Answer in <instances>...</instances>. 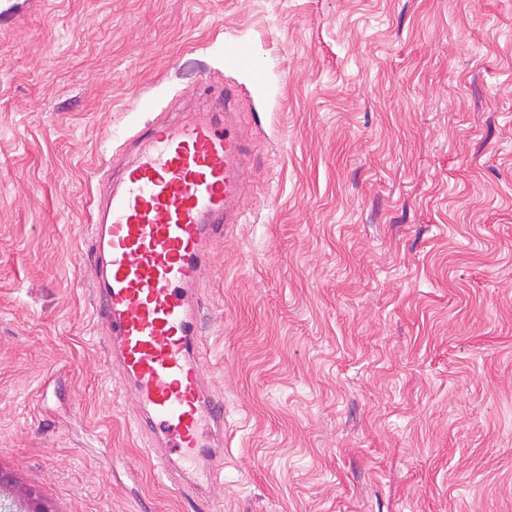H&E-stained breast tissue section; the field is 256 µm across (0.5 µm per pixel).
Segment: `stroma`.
<instances>
[{
  "label": "stroma",
  "mask_w": 512,
  "mask_h": 512,
  "mask_svg": "<svg viewBox=\"0 0 512 512\" xmlns=\"http://www.w3.org/2000/svg\"><path fill=\"white\" fill-rule=\"evenodd\" d=\"M212 82L251 151L207 482L142 451L83 257ZM0 467L55 512H512V0H0Z\"/></svg>",
  "instance_id": "obj_1"
}]
</instances>
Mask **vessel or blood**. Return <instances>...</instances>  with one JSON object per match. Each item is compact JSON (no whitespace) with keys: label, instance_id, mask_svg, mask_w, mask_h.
Returning <instances> with one entry per match:
<instances>
[{"label":"vessel or blood","instance_id":"1","mask_svg":"<svg viewBox=\"0 0 512 512\" xmlns=\"http://www.w3.org/2000/svg\"><path fill=\"white\" fill-rule=\"evenodd\" d=\"M206 102L158 121L104 182L84 257L145 446L162 436L188 459L217 458L204 438L224 435V399L200 364L196 286L225 225L241 218L247 180L234 90Z\"/></svg>","mask_w":512,"mask_h":512}]
</instances>
